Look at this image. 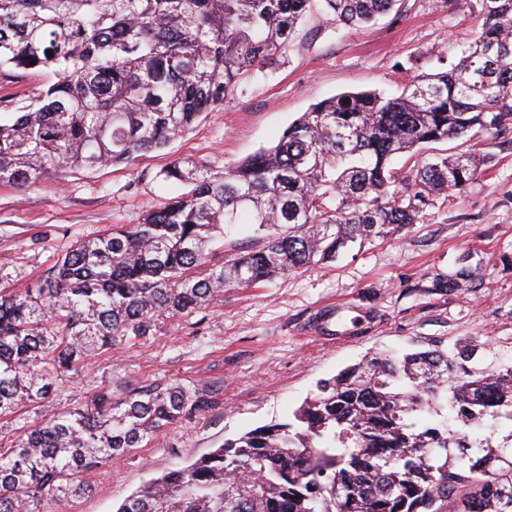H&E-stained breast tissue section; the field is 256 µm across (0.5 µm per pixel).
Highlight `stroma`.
Returning <instances> with one entry per match:
<instances>
[{
    "instance_id": "stroma-1",
    "label": "stroma",
    "mask_w": 512,
    "mask_h": 512,
    "mask_svg": "<svg viewBox=\"0 0 512 512\" xmlns=\"http://www.w3.org/2000/svg\"><path fill=\"white\" fill-rule=\"evenodd\" d=\"M479 0H399L375 23L335 27L313 16L285 53L204 113L169 147L132 165L64 171L27 189L0 185V284L35 286L81 241L137 223L177 188L163 170L192 159L214 173L275 145L311 105L342 92L400 94L447 70L478 25ZM48 81L0 75V116L34 103ZM475 151L476 180L441 196L414 224L342 249L330 262L248 288L188 316L163 318L152 336L113 344L72 372L64 392L0 420V442L79 406L115 382H179L209 392L211 407L143 442L94 474L84 493L53 512H117L167 471L259 427L287 421L317 390L375 352L396 356L477 344L469 366H512V134L460 137L397 155L401 176L441 156Z\"/></svg>"
}]
</instances>
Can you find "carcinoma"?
Segmentation results:
<instances>
[{"label":"carcinoma","mask_w":512,"mask_h":512,"mask_svg":"<svg viewBox=\"0 0 512 512\" xmlns=\"http://www.w3.org/2000/svg\"><path fill=\"white\" fill-rule=\"evenodd\" d=\"M399 0H0V73L55 81L0 121V183L127 164L167 147L282 53L319 13L361 27ZM479 28L450 69L398 96L347 92L314 104L277 144L214 174L175 160L188 184L136 224L74 245L35 288H0V418L60 389L112 344L150 335L227 287L333 260L416 223L477 176L472 153L397 180L394 156L450 137L512 131V0H479ZM237 224L256 248L215 265ZM470 348L375 355L322 380L293 414L227 439L148 482L117 512H512V367L469 373ZM212 404L200 389L118 385L0 444V512H50L87 478ZM227 232V231H226ZM253 231L251 226L248 224H239L235 226L231 231H228L223 240H216L211 248L214 252V256L220 260H224V255L231 253V246L234 243L246 242L253 238ZM224 250H227L224 252Z\"/></svg>","instance_id":"1"}]
</instances>
